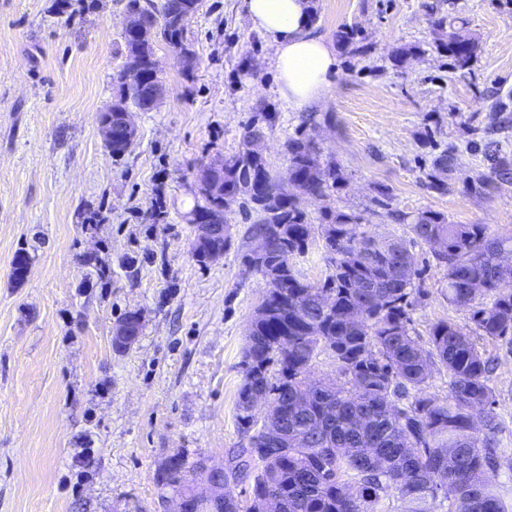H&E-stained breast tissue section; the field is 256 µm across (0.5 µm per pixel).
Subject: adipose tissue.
<instances>
[{
  "mask_svg": "<svg viewBox=\"0 0 512 512\" xmlns=\"http://www.w3.org/2000/svg\"><path fill=\"white\" fill-rule=\"evenodd\" d=\"M246 10L251 27L273 49L280 99L294 112L311 109L330 89L338 61L309 21V0H246Z\"/></svg>",
  "mask_w": 512,
  "mask_h": 512,
  "instance_id": "obj_1",
  "label": "adipose tissue"
}]
</instances>
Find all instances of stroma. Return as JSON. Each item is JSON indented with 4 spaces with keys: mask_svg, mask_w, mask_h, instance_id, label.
I'll use <instances>...</instances> for the list:
<instances>
[{
    "mask_svg": "<svg viewBox=\"0 0 512 512\" xmlns=\"http://www.w3.org/2000/svg\"><path fill=\"white\" fill-rule=\"evenodd\" d=\"M126 3L0 0V512H162L163 455L219 463L247 445L236 404L264 294L244 262L253 221L234 208L230 247L200 263L188 214L196 167L241 149L259 106L277 114L262 144L272 174L286 177L288 140L300 135L344 172L342 190L302 199L312 223L361 212L373 231L399 236L391 211L432 209L512 236V180L482 185L493 176L484 145L512 155V126L488 128L492 92L512 93V0H313L316 32L332 41L358 26L367 51L337 49L331 89L305 112L280 101L272 50L244 0H201L186 31L195 67L156 42L166 92L135 112L138 138L118 159L98 115L127 61ZM431 5L478 39L470 73L434 51ZM403 46L417 53L399 69L391 54ZM445 151L457 161L440 193L428 175ZM22 247L32 262L18 286L10 274ZM411 251L425 292L414 334L441 319L465 324L448 304L445 267L426 245ZM91 252L111 271L108 287L84 263ZM134 311L140 336L115 351L113 332ZM477 345L498 361L505 459L490 479L512 504V346Z\"/></svg>",
    "mask_w": 512,
    "mask_h": 512,
    "instance_id": "1",
    "label": "stroma"
}]
</instances>
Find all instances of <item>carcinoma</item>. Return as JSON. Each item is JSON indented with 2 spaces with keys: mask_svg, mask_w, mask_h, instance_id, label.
I'll list each match as a JSON object with an SVG mask.
<instances>
[{
  "mask_svg": "<svg viewBox=\"0 0 512 512\" xmlns=\"http://www.w3.org/2000/svg\"><path fill=\"white\" fill-rule=\"evenodd\" d=\"M126 9L141 19L136 33L124 34L127 57L142 72L154 74L156 40L184 45V34L199 9V0H127ZM435 50L462 74L472 70L479 51L477 38L465 35L445 16L430 13ZM363 36L356 25L336 34L341 48L359 52ZM129 66L117 75L118 106L148 111L154 103L139 96ZM490 125L512 121V94L496 95ZM277 113L257 108L246 127L243 147L224 158L217 175L224 190L201 195L203 203L189 215L227 223L238 205L256 214L253 245L246 265L265 284L264 304L257 307L248 332L245 374L238 393L237 419L252 430L248 446L230 454L228 462L252 458L244 479L250 495L240 500L223 488L224 512H263L267 496L280 498L282 512H374L384 499L400 502L399 512H436L438 500L448 512H509L506 499L488 472L500 466L498 435L503 430L494 410L490 386L495 359L478 350L475 339L512 344V237L489 233L486 224H453L441 212L427 209L410 216L394 210L392 218L410 237L382 236L364 215L326 213L316 226L301 209L302 196L320 199L342 189L345 176L335 164H324L311 139L288 140V183L274 178L266 159L248 149L264 138ZM491 168L500 180L512 174V158L493 153ZM456 157L443 152L428 175L430 187L448 190L441 173ZM264 180V189L255 183ZM320 237L331 272L310 282L295 270L293 258ZM433 250L446 269L448 305L468 314V324L438 320L427 344L412 334V312L420 300L418 270L410 246ZM230 236L192 242L193 256L206 262L210 248L226 250ZM265 254L256 261L257 249ZM31 257L16 253L12 278L26 279ZM332 360L335 374L309 382L320 354ZM448 376V395L427 391L435 367ZM271 397L274 407L262 422L249 409L253 398ZM182 471L201 468L189 460ZM182 471L166 483L185 498V512H206L195 487Z\"/></svg>",
  "mask_w": 512,
  "mask_h": 512,
  "instance_id": "1",
  "label": "carcinoma"
}]
</instances>
